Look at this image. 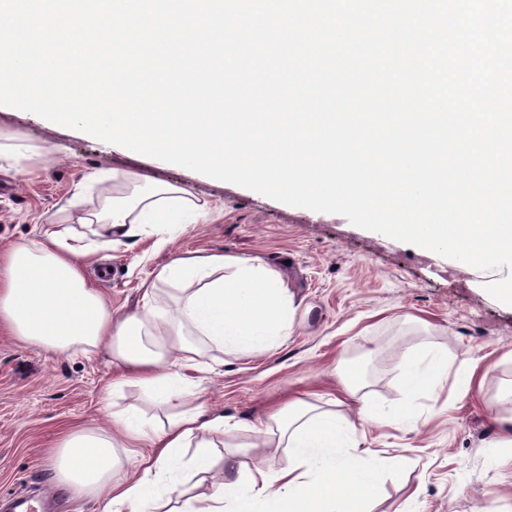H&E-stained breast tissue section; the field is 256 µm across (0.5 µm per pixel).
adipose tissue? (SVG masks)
<instances>
[{"label": "adipose tissue", "mask_w": 512, "mask_h": 512, "mask_svg": "<svg viewBox=\"0 0 512 512\" xmlns=\"http://www.w3.org/2000/svg\"><path fill=\"white\" fill-rule=\"evenodd\" d=\"M113 197L104 212L89 214L106 243L145 236L153 225L196 210L185 189L170 184L139 186ZM89 245L57 225H44L41 238L19 243L0 257V325L17 338L63 353L78 346H107L117 368L131 372L157 404L186 397L185 371L194 367L201 344L251 355L285 345L303 300L259 259L212 253L176 256L143 285L139 312L112 315L84 274ZM183 289L177 315L155 300L158 285ZM177 357L182 372L164 366ZM359 402L358 421L305 399L286 403L271 416L259 449L273 455L287 449L279 469L247 467L242 447L211 453L228 427L223 414L196 404L166 415L152 435L134 413L109 411L102 428H72L50 450L56 488L104 502V512H147L152 497L179 499V512H367L381 463L352 456L357 422L400 420L413 409L404 402L385 415L360 393V382H343ZM148 441L131 472H123L116 446ZM199 481L185 490L188 475Z\"/></svg>", "instance_id": "adipose-tissue-1"}]
</instances>
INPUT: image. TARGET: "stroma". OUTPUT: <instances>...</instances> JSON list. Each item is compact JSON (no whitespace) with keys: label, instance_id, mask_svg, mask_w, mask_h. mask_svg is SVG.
Here are the masks:
<instances>
[{"label":"stroma","instance_id":"obj_1","mask_svg":"<svg viewBox=\"0 0 512 512\" xmlns=\"http://www.w3.org/2000/svg\"><path fill=\"white\" fill-rule=\"evenodd\" d=\"M0 141L23 148L0 157V253L39 239L46 224L91 237L84 217L130 192L128 173L182 187L202 205L190 223L102 246L86 262L113 314L140 306L143 282L177 255L260 258L303 298L307 312L278 350L240 356L203 346L196 399L230 420L226 443L258 442L291 393L334 401L343 376L360 377L376 407H396L414 355L427 347L447 357V380L419 392L412 420L357 429L358 454L406 465L385 473L371 512H512V447L494 426L512 414L501 398L512 386V307L484 289L511 271L464 272L457 260L341 215L292 207L12 107L0 106ZM101 171L119 178L97 182ZM465 371L474 383H463ZM116 378L105 347L54 353L0 327V512L19 496L50 501L48 512H103L102 502L53 487L47 450L69 427L104 425L107 403L150 423L169 413Z\"/></svg>","mask_w":512,"mask_h":512}]
</instances>
